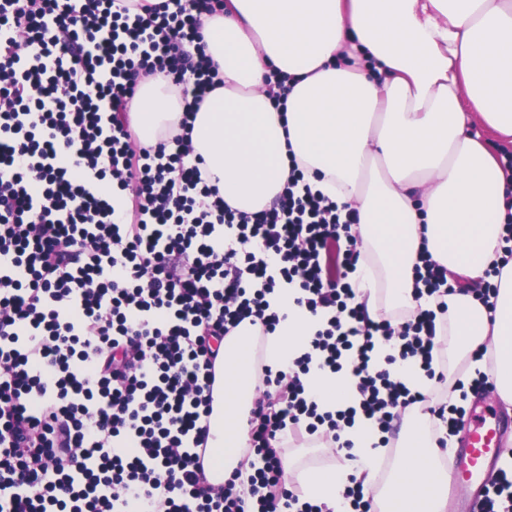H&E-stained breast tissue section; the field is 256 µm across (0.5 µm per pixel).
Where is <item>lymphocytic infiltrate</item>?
Wrapping results in <instances>:
<instances>
[{
	"label": "lymphocytic infiltrate",
	"instance_id": "1",
	"mask_svg": "<svg viewBox=\"0 0 512 512\" xmlns=\"http://www.w3.org/2000/svg\"><path fill=\"white\" fill-rule=\"evenodd\" d=\"M221 0H0V512H322L286 486L284 430L339 429L356 411L389 432L422 393L370 371L375 336L399 337L428 377L436 315L394 333L354 306L359 253L336 202L298 169L271 208L232 209L202 177L189 133L218 74L198 47ZM190 85L181 132L137 144L136 74ZM125 199L115 210L113 195ZM330 311L313 344L337 371L355 352L359 408L318 412L297 373L263 369L250 419L262 467L204 487L210 337L250 317L274 330L269 262Z\"/></svg>",
	"mask_w": 512,
	"mask_h": 512
}]
</instances>
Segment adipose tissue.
<instances>
[{
	"mask_svg": "<svg viewBox=\"0 0 512 512\" xmlns=\"http://www.w3.org/2000/svg\"><path fill=\"white\" fill-rule=\"evenodd\" d=\"M200 43L221 81L192 122L207 183L231 208L255 213L283 193L297 164L312 191L358 216L351 284L370 319L381 318V291L407 314L447 303L438 351L469 363L461 388L440 394L418 359H398L397 341H377L375 365L428 401L406 409L403 452L386 485L376 484L381 434L359 415L340 433L337 465L296 475L301 500L343 512L345 487L359 483L374 490L375 512H445L450 475L438 465V440L447 430L433 427L427 406L463 405L464 386L485 370L512 406V259L503 258L512 171L482 138L512 143V0H224L204 16ZM275 73L288 78L281 102L269 94ZM137 83L131 113L142 143L178 133L181 88L159 71ZM424 259L443 269L452 293L416 295ZM489 279L497 295L488 307L474 288ZM299 295L277 280L266 295L274 331L247 319L218 342L224 410L210 418V483L234 474L237 487L249 485L241 461L256 359L290 371L326 323ZM480 349L493 366L473 360ZM303 383L322 412L357 399L348 365L313 370Z\"/></svg>",
	"mask_w": 512,
	"mask_h": 512,
	"instance_id": "adipose-tissue-1",
	"label": "adipose tissue"
}]
</instances>
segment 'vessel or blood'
Segmentation results:
<instances>
[{"instance_id": "obj_1", "label": "vessel or blood", "mask_w": 512, "mask_h": 512, "mask_svg": "<svg viewBox=\"0 0 512 512\" xmlns=\"http://www.w3.org/2000/svg\"><path fill=\"white\" fill-rule=\"evenodd\" d=\"M467 430L451 467L454 483L472 488L497 460L503 432L512 428V418L502 415L492 398L485 396L478 410L464 421Z\"/></svg>"}]
</instances>
